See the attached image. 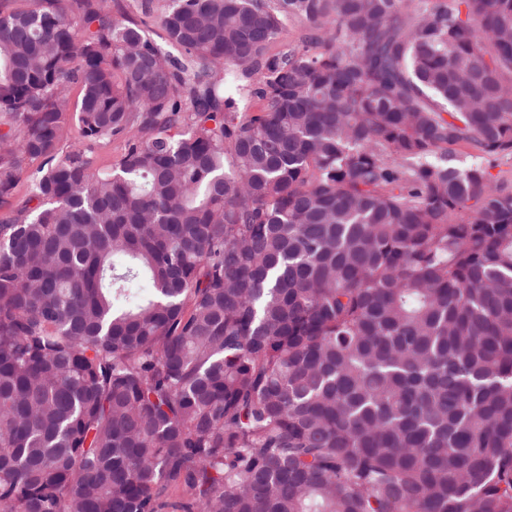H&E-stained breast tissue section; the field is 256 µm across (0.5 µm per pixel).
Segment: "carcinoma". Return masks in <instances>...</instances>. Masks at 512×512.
<instances>
[{
  "label": "carcinoma",
  "instance_id": "cac0c4a2",
  "mask_svg": "<svg viewBox=\"0 0 512 512\" xmlns=\"http://www.w3.org/2000/svg\"><path fill=\"white\" fill-rule=\"evenodd\" d=\"M33 2L0 512H512V0Z\"/></svg>",
  "mask_w": 512,
  "mask_h": 512
}]
</instances>
